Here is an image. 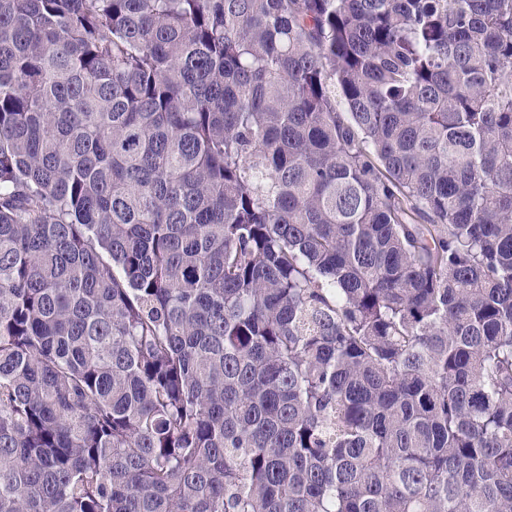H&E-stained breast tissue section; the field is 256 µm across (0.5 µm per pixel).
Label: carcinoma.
Masks as SVG:
<instances>
[{
  "instance_id": "obj_1",
  "label": "carcinoma",
  "mask_w": 512,
  "mask_h": 512,
  "mask_svg": "<svg viewBox=\"0 0 512 512\" xmlns=\"http://www.w3.org/2000/svg\"><path fill=\"white\" fill-rule=\"evenodd\" d=\"M0 512H512V0H0Z\"/></svg>"
}]
</instances>
